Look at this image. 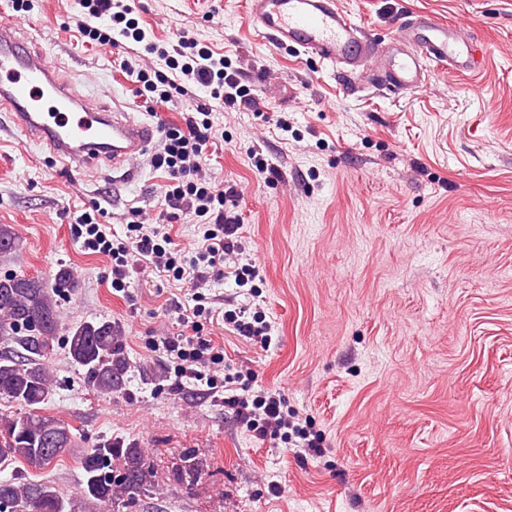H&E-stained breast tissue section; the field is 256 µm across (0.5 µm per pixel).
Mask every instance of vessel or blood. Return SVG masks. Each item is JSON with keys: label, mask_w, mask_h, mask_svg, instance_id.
I'll list each match as a JSON object with an SVG mask.
<instances>
[{"label": "vessel or blood", "mask_w": 512, "mask_h": 512, "mask_svg": "<svg viewBox=\"0 0 512 512\" xmlns=\"http://www.w3.org/2000/svg\"><path fill=\"white\" fill-rule=\"evenodd\" d=\"M257 37L293 47L356 87L376 86L394 96L420 87L430 65L469 73L487 54L468 22H444L430 14L401 21L386 40L372 38L338 0H248ZM28 19L0 18V112L11 128L33 140L64 167L92 170L109 165L116 181L131 179L148 155L156 126L122 107L105 108L111 94L86 97L64 79L47 55L31 43Z\"/></svg>", "instance_id": "b4317fda"}]
</instances>
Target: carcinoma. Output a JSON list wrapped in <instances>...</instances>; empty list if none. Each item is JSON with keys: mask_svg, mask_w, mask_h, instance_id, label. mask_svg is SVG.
Masks as SVG:
<instances>
[{"mask_svg": "<svg viewBox=\"0 0 512 512\" xmlns=\"http://www.w3.org/2000/svg\"><path fill=\"white\" fill-rule=\"evenodd\" d=\"M17 246L13 229L0 225V254L8 255ZM60 329L58 305L42 280L16 274L0 277V341L16 340L27 351L25 356L0 355V398L28 408L24 414L0 416V462L20 460L40 469L74 447L68 425L34 411L52 394V376L39 357L52 349ZM118 336L112 321L93 320L70 328L66 340L70 359L86 368L94 385L107 393L122 388L129 369ZM83 468L81 494L102 512H110L118 496L131 500L150 483L143 449L121 442L91 449ZM65 509L64 499L47 485L0 482V512Z\"/></svg>", "mask_w": 512, "mask_h": 512, "instance_id": "carcinoma-1", "label": "carcinoma"}]
</instances>
